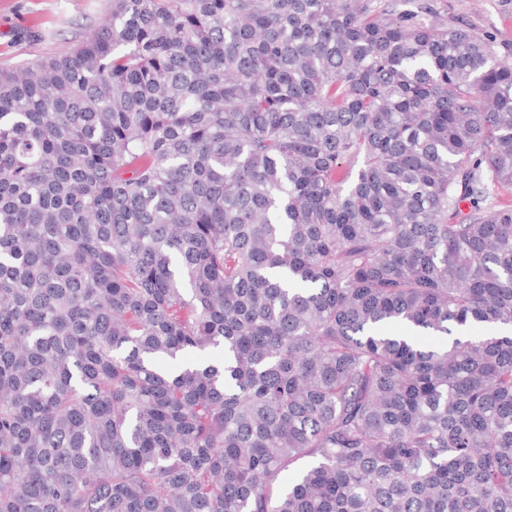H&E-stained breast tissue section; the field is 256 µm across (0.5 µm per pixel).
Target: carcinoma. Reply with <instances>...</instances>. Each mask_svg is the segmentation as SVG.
Wrapping results in <instances>:
<instances>
[{
	"label": "carcinoma",
	"instance_id": "1",
	"mask_svg": "<svg viewBox=\"0 0 512 512\" xmlns=\"http://www.w3.org/2000/svg\"><path fill=\"white\" fill-rule=\"evenodd\" d=\"M398 2L0 67V512H512V58Z\"/></svg>",
	"mask_w": 512,
	"mask_h": 512
}]
</instances>
